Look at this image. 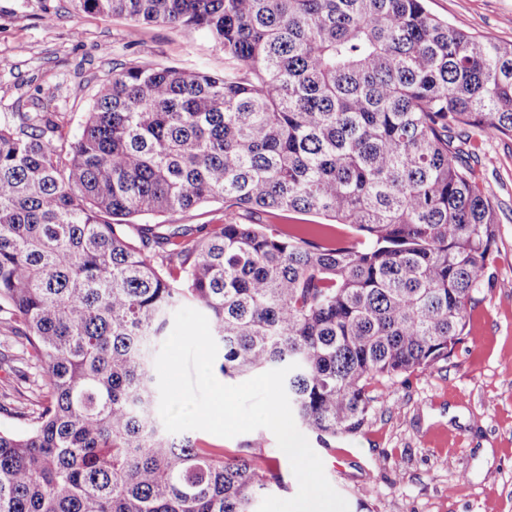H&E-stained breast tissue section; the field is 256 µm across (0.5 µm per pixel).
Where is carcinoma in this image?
Instances as JSON below:
<instances>
[{"label":"carcinoma","mask_w":512,"mask_h":512,"mask_svg":"<svg viewBox=\"0 0 512 512\" xmlns=\"http://www.w3.org/2000/svg\"><path fill=\"white\" fill-rule=\"evenodd\" d=\"M79 12L205 30L222 76L112 71L76 132L63 112L0 123V361L35 369L4 411L0 512H255L285 487L248 441L228 456L154 416L153 351L204 312L226 378L292 363L295 419L331 447L370 385L433 369L492 278L495 206L477 130L512 138V44L426 0H73ZM220 202V224L145 216ZM315 213L351 228L245 224Z\"/></svg>","instance_id":"obj_1"}]
</instances>
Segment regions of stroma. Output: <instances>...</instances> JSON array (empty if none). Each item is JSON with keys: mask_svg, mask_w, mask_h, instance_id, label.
<instances>
[{"mask_svg": "<svg viewBox=\"0 0 512 512\" xmlns=\"http://www.w3.org/2000/svg\"><path fill=\"white\" fill-rule=\"evenodd\" d=\"M464 31L512 43V0H426ZM0 122L34 106L79 118L113 69L152 62L220 75L224 52L201 30L74 13L70 0H0ZM477 173L496 204L494 278L468 311L448 363L372 384L367 423L319 449L349 512H512V138L485 130ZM202 446L233 454L245 440L275 458L288 499L298 490L273 433L224 438L197 431ZM461 492L449 496V486Z\"/></svg>", "mask_w": 512, "mask_h": 512, "instance_id": "1", "label": "stroma"}]
</instances>
